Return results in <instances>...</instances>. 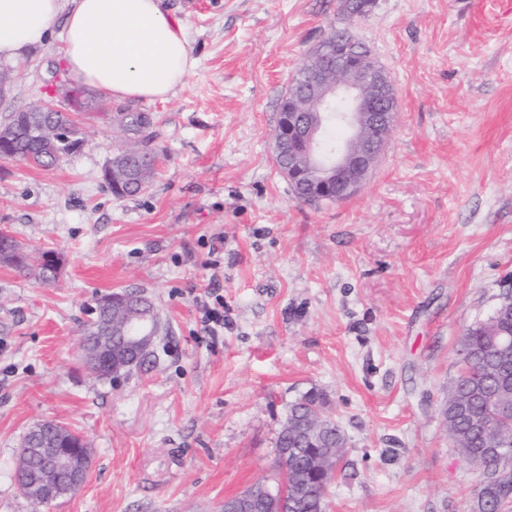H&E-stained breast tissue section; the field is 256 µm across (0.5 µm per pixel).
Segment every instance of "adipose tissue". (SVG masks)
I'll return each instance as SVG.
<instances>
[{
    "mask_svg": "<svg viewBox=\"0 0 512 512\" xmlns=\"http://www.w3.org/2000/svg\"><path fill=\"white\" fill-rule=\"evenodd\" d=\"M57 25L67 71L114 98L167 101L196 64L161 0H0V57L24 59Z\"/></svg>",
    "mask_w": 512,
    "mask_h": 512,
    "instance_id": "obj_1",
    "label": "adipose tissue"
}]
</instances>
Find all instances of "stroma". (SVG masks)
<instances>
[{
	"mask_svg": "<svg viewBox=\"0 0 512 512\" xmlns=\"http://www.w3.org/2000/svg\"><path fill=\"white\" fill-rule=\"evenodd\" d=\"M198 65L157 117L151 185L104 172L122 143L99 113L52 167L0 159V229L58 255L54 285L0 264V512H33L13 474L53 420L91 452L50 512H224L270 480L288 406L308 390L344 430L326 512H468L480 475L442 406L464 330L512 273V0H162ZM365 44L398 112L361 191L298 201L273 158L280 105L331 30ZM58 38L25 60L0 124L67 78ZM138 288L162 329L144 365L108 379L79 331L96 298ZM223 307L209 336L206 307Z\"/></svg>",
	"mask_w": 512,
	"mask_h": 512,
	"instance_id": "stroma-1",
	"label": "stroma"
}]
</instances>
